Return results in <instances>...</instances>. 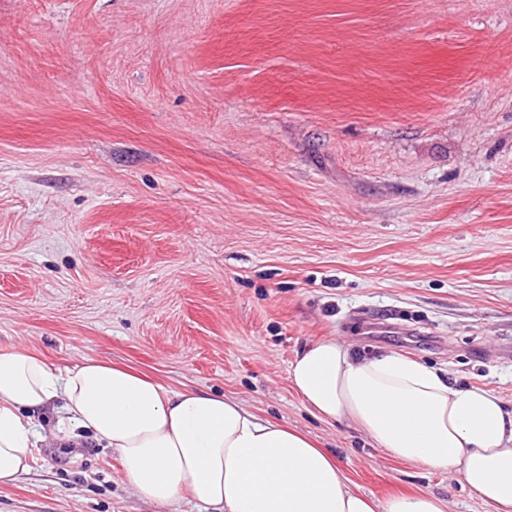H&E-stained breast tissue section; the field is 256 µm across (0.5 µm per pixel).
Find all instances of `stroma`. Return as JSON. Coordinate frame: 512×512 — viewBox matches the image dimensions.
<instances>
[{
    "mask_svg": "<svg viewBox=\"0 0 512 512\" xmlns=\"http://www.w3.org/2000/svg\"><path fill=\"white\" fill-rule=\"evenodd\" d=\"M327 337L512 409V0H0V350L218 392L376 500L493 512L303 404ZM0 512L205 509L50 439Z\"/></svg>",
    "mask_w": 512,
    "mask_h": 512,
    "instance_id": "1",
    "label": "stroma"
}]
</instances>
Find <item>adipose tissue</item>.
Listing matches in <instances>:
<instances>
[{
    "label": "adipose tissue",
    "instance_id": "adipose-tissue-1",
    "mask_svg": "<svg viewBox=\"0 0 512 512\" xmlns=\"http://www.w3.org/2000/svg\"><path fill=\"white\" fill-rule=\"evenodd\" d=\"M288 377L319 417L358 425L395 458L459 474L474 498L512 512V410L486 390L333 337L297 355ZM48 409L63 440L115 451L127 484L163 508L188 493L217 512H447L431 494L376 503L309 437L222 394L169 391L94 359L54 367L23 348L0 351V486L29 473L42 440L34 417Z\"/></svg>",
    "mask_w": 512,
    "mask_h": 512
}]
</instances>
